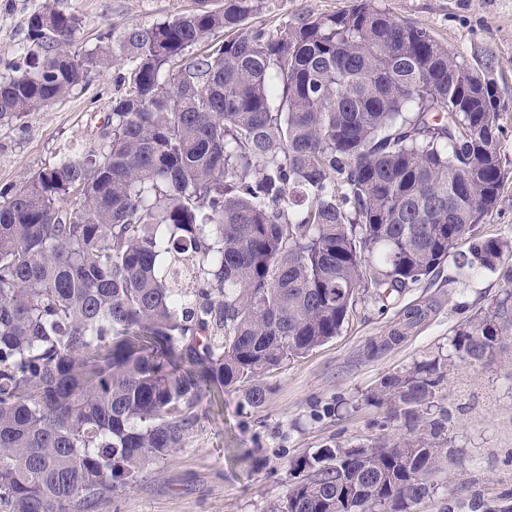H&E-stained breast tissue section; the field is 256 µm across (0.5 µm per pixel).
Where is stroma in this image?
Segmentation results:
<instances>
[{"mask_svg":"<svg viewBox=\"0 0 512 512\" xmlns=\"http://www.w3.org/2000/svg\"><path fill=\"white\" fill-rule=\"evenodd\" d=\"M44 0H0V64L23 45L30 16ZM351 0H262L249 25L269 30L301 14L325 15ZM398 20L426 28L467 61L491 60L506 109L499 117L500 161L505 178L499 201L481 233L512 241V0H371ZM80 20L76 46L95 49L107 30L147 28L191 12L197 0H64ZM120 69L92 72L66 98L0 124V190L19 186L30 172L73 149L97 145V132L125 85ZM512 293V257L496 272L458 278L447 261L388 307L361 295L341 333L267 379L258 408L241 404L230 389L203 392L191 410L185 444L175 457L149 465L141 479L100 512H266L291 481L290 459L326 445L357 446L381 436L396 439L404 426L387 420V408L368 395L381 379L433 357L447 359L448 375L434 397V413L448 418V442L458 452L438 475L434 496L417 512H440L445 500L477 494H512V343L490 358L465 363L450 342L465 321L493 310ZM431 304L427 318L400 343L387 336L414 304Z\"/></svg>","mask_w":512,"mask_h":512,"instance_id":"obj_1","label":"stroma"}]
</instances>
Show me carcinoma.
<instances>
[{
    "label": "carcinoma",
    "mask_w": 512,
    "mask_h": 512,
    "mask_svg": "<svg viewBox=\"0 0 512 512\" xmlns=\"http://www.w3.org/2000/svg\"><path fill=\"white\" fill-rule=\"evenodd\" d=\"M208 2L81 55L79 19L45 0L0 75L2 123L134 62L96 148L0 192V512H95L183 447L203 390L262 406L359 291L386 307L452 255L464 274L512 255L478 231L503 183L490 64L370 0L274 31L246 26L260 0ZM509 340L504 299L451 348L472 364ZM447 368L385 377L371 399L407 434L290 460L267 512H415L455 456L430 418Z\"/></svg>",
    "instance_id": "1"
}]
</instances>
